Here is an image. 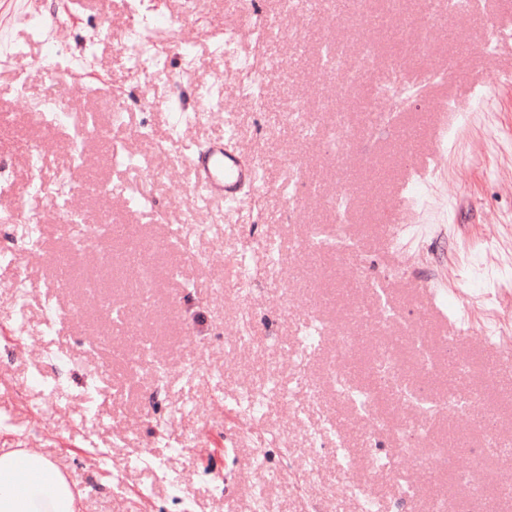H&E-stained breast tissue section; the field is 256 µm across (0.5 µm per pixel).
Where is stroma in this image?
Wrapping results in <instances>:
<instances>
[{"label":"stroma","instance_id":"35a3bbf8","mask_svg":"<svg viewBox=\"0 0 512 512\" xmlns=\"http://www.w3.org/2000/svg\"><path fill=\"white\" fill-rule=\"evenodd\" d=\"M172 15L174 27L151 33L168 81L155 94L131 69L119 44L131 9ZM251 34L234 36L233 0H0V31L16 52L0 63V252L20 267L0 265V448L48 455L83 493L81 512H184L157 477L176 474L194 512H252L263 489L272 512H355L358 473L296 485L316 449L313 432L332 425L360 463L395 452L402 429L426 432L402 459L419 490L411 512L434 501L467 512L461 479L481 486L490 512H512V353L493 347L496 326L512 328V0H471L453 11L427 0H363L337 14L336 0L317 13L279 12L278 0H256ZM36 15L59 44L83 54L74 75L45 59L37 31L20 18ZM436 24L427 41L416 26ZM41 29V30H42ZM235 51L224 52L225 36ZM195 48L182 56L184 40ZM381 52L363 65L369 47ZM276 71L256 103L257 73ZM404 82L402 102L374 87ZM222 111L193 122V94ZM95 116V129L74 135L44 120V103ZM302 106L298 121L289 103ZM344 145L336 147L334 134ZM226 140L241 160L262 167L258 187H243L223 223L195 210L184 145ZM42 150L31 173L22 144ZM151 158L156 180L145 183L149 208L114 193L135 179L114 164L113 145ZM45 189L41 204L31 180ZM35 211L39 247H28L13 215ZM120 224L108 248L77 250L62 226ZM203 224L188 255L171 232ZM351 242L340 256L308 245L313 226ZM137 251L152 272L140 301L127 257ZM26 284L24 317L12 310L17 279ZM66 313L55 335L42 333L45 301ZM140 308L138 322L117 328L113 305ZM323 342L298 355L305 325ZM256 338L237 346L242 330ZM359 337L350 358L356 384L371 389L382 419L371 431L336 398L329 372L340 333ZM386 336L425 341L432 372L408 366L403 383L431 411L372 389L369 345ZM79 356L65 368L49 354ZM274 361L280 385L304 374L317 398L259 418L238 405ZM49 378L53 393L29 389L31 375ZM113 385L106 397L94 376ZM95 408L99 426L86 436L80 420ZM498 422L496 452L475 432L477 420Z\"/></svg>","mask_w":512,"mask_h":512}]
</instances>
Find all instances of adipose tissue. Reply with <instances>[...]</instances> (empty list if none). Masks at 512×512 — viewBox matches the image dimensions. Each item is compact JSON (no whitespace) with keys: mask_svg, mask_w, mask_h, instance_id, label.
I'll list each match as a JSON object with an SVG mask.
<instances>
[{"mask_svg":"<svg viewBox=\"0 0 512 512\" xmlns=\"http://www.w3.org/2000/svg\"><path fill=\"white\" fill-rule=\"evenodd\" d=\"M80 494L47 456L0 448V512H79Z\"/></svg>","mask_w":512,"mask_h":512,"instance_id":"adipose-tissue-1","label":"adipose tissue"}]
</instances>
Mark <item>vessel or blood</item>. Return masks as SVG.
Segmentation results:
<instances>
[{
	"mask_svg": "<svg viewBox=\"0 0 512 512\" xmlns=\"http://www.w3.org/2000/svg\"><path fill=\"white\" fill-rule=\"evenodd\" d=\"M186 163L194 174L193 190L213 198H233L242 183L257 181L255 168L231 155L220 141L188 155Z\"/></svg>",
	"mask_w": 512,
	"mask_h": 512,
	"instance_id": "b4317fda",
	"label": "vessel or blood"
}]
</instances>
